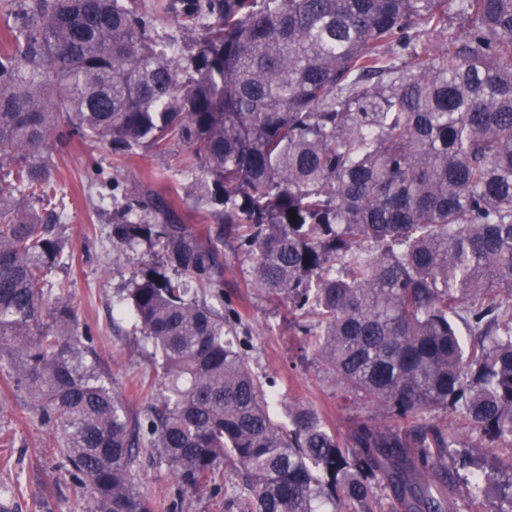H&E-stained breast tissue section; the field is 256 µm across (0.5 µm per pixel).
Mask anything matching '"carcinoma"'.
Returning a JSON list of instances; mask_svg holds the SVG:
<instances>
[{
	"instance_id": "1",
	"label": "carcinoma",
	"mask_w": 512,
	"mask_h": 512,
	"mask_svg": "<svg viewBox=\"0 0 512 512\" xmlns=\"http://www.w3.org/2000/svg\"><path fill=\"white\" fill-rule=\"evenodd\" d=\"M4 0L0 35V353L81 489L76 512H156L134 484L139 431L83 368L90 337L73 257L24 200H59L53 151L179 147L189 183L157 203L113 182L112 243L161 255L128 289L162 370L146 442L222 512H477L489 475L455 494L459 429L508 451L512 512V0ZM456 6L462 29L448 27ZM178 34L160 37L154 16ZM196 41L170 55L165 43ZM208 208L173 224L182 196ZM233 244L249 286L280 301L344 392L392 425L347 439L310 403L269 411L273 380L237 340L224 296ZM217 301L210 304L205 296Z\"/></svg>"
}]
</instances>
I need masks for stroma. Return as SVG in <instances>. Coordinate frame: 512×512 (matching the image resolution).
Listing matches in <instances>:
<instances>
[{
	"label": "stroma",
	"mask_w": 512,
	"mask_h": 512,
	"mask_svg": "<svg viewBox=\"0 0 512 512\" xmlns=\"http://www.w3.org/2000/svg\"><path fill=\"white\" fill-rule=\"evenodd\" d=\"M53 159V172L65 180L68 192L64 245L73 253L74 265L52 270L48 279L70 282L78 321L89 326L93 337L86 364L99 368L131 415L144 421L152 403L147 388L158 384L160 370L134 320L123 314L122 299L134 276L157 257L146 240L130 248L113 247L112 206L91 178L100 169L125 186L162 194L181 182L180 162L172 155L146 151L123 159L108 148L77 142L56 151ZM219 260L225 293L248 312L238 337L246 342L247 361L256 373L273 377L277 391L312 403L340 435H347L357 419L385 423L382 412L345 399L321 359L302 354L301 338L289 327L277 302L247 288L248 263L240 254L226 247ZM53 444L51 430L29 398L14 389L10 365L0 360V486L15 489L12 512H73V489L58 459L47 453ZM135 479L140 491L159 504V512H216L214 495L179 487L155 449L141 454Z\"/></svg>",
	"instance_id": "1"
}]
</instances>
